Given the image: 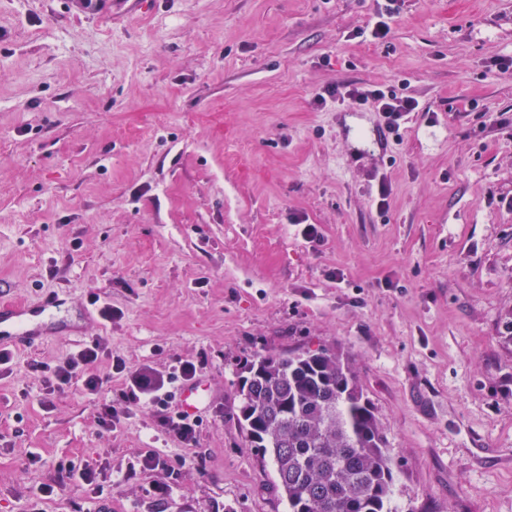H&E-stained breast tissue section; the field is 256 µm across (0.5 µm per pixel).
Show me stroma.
Here are the masks:
<instances>
[{
  "label": "stroma",
  "mask_w": 512,
  "mask_h": 512,
  "mask_svg": "<svg viewBox=\"0 0 512 512\" xmlns=\"http://www.w3.org/2000/svg\"><path fill=\"white\" fill-rule=\"evenodd\" d=\"M384 5L0 0V303L58 295L79 331L0 366V512H287L238 376L321 345L386 429L400 512H512V0H400L378 40ZM336 84L419 110L381 149L372 108L316 104ZM94 342L103 394L57 388ZM182 361L209 392L189 445L126 398Z\"/></svg>",
  "instance_id": "1"
}]
</instances>
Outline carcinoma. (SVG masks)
Segmentation results:
<instances>
[{
    "label": "carcinoma",
    "instance_id": "1",
    "mask_svg": "<svg viewBox=\"0 0 512 512\" xmlns=\"http://www.w3.org/2000/svg\"><path fill=\"white\" fill-rule=\"evenodd\" d=\"M232 418L269 458L288 512H397L385 428L349 357L326 346L242 368Z\"/></svg>",
    "mask_w": 512,
    "mask_h": 512
}]
</instances>
